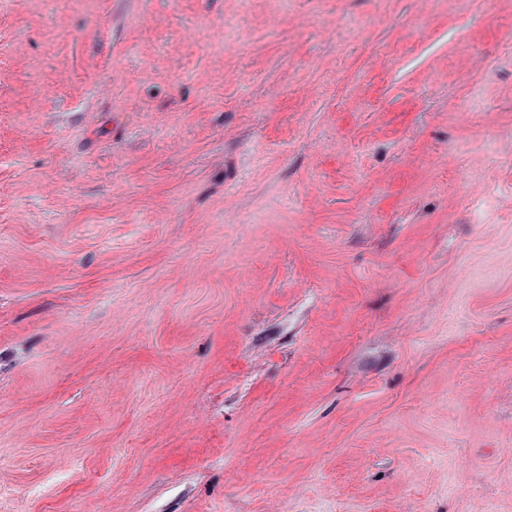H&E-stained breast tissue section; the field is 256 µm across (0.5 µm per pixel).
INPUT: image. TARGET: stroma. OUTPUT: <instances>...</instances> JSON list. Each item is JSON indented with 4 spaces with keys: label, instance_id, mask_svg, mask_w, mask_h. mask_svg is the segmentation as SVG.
<instances>
[{
    "label": "stroma",
    "instance_id": "obj_1",
    "mask_svg": "<svg viewBox=\"0 0 512 512\" xmlns=\"http://www.w3.org/2000/svg\"><path fill=\"white\" fill-rule=\"evenodd\" d=\"M0 512H512V0H0Z\"/></svg>",
    "mask_w": 512,
    "mask_h": 512
}]
</instances>
